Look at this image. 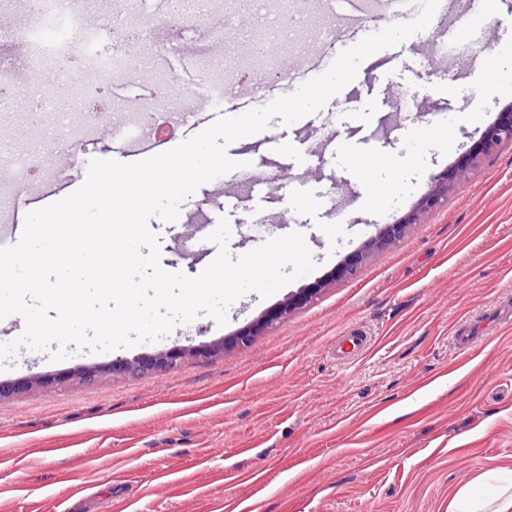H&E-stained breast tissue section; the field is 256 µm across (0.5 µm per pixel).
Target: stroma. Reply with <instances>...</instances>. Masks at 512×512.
Wrapping results in <instances>:
<instances>
[{
  "mask_svg": "<svg viewBox=\"0 0 512 512\" xmlns=\"http://www.w3.org/2000/svg\"><path fill=\"white\" fill-rule=\"evenodd\" d=\"M268 12L305 9L289 35L293 58L316 47L318 29L335 25L317 0H265ZM258 21L248 0H195L170 58L169 95L192 87L187 54L214 27L232 85L266 76L250 53ZM502 47L486 48L488 31ZM22 35L0 39L13 103L0 112V137L30 152L28 183L47 171L82 185L90 160L130 136L123 122L143 107L140 87L116 81L109 99L113 132H100L80 163L30 127L36 90L24 77ZM476 61L482 81L461 69ZM512 111V14L470 23L448 40L428 26L360 64L355 79L312 116L311 127L272 118L264 133L230 143L228 157L269 162L265 137L287 147V180L265 193L224 180L202 184L178 223L207 209L208 225L227 219L232 256L268 240L275 225L297 224L316 269L263 298L250 292L163 339L94 353L68 346V358L20 348L0 370V512H448L461 487L484 473L512 470V142L484 156L469 179L421 214L396 243L370 241L389 221L415 212L434 185L485 128ZM479 113L471 126L460 114ZM150 218L160 265L199 276L213 260L199 236L190 259ZM364 253L356 275L338 276ZM307 303L260 330L244 347L188 355L174 368L137 377L79 369L133 361L231 338L311 286ZM496 326L474 352L454 350L455 330L486 314ZM363 333L350 360L336 341Z\"/></svg>",
  "mask_w": 512,
  "mask_h": 512,
  "instance_id": "obj_1",
  "label": "stroma"
}]
</instances>
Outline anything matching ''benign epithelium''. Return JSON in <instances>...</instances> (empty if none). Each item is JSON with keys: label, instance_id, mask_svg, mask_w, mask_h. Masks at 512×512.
I'll return each mask as SVG.
<instances>
[{"label": "benign epithelium", "instance_id": "obj_1", "mask_svg": "<svg viewBox=\"0 0 512 512\" xmlns=\"http://www.w3.org/2000/svg\"><path fill=\"white\" fill-rule=\"evenodd\" d=\"M512 141V113L506 114V117L489 125L483 132L478 144L474 149L468 151L464 160L453 170L452 173L446 172L436 176L433 189L426 194L419 203V211L426 212L435 208L448 193V189L455 185L466 182L469 178L471 169L477 163L482 155H487L497 149V147L505 142ZM416 216L404 219H396L388 224L383 225L380 233L375 241L378 246H387L402 238L407 228L415 223ZM256 334V329L248 328L239 331L231 340H221L201 348L193 350L197 355H211L222 352L228 347L246 346ZM185 356L180 350H172L164 354H158L142 358L136 361H118L113 363L109 370L121 374L139 375L149 371H156L161 368H170L177 365Z\"/></svg>", "mask_w": 512, "mask_h": 512}]
</instances>
